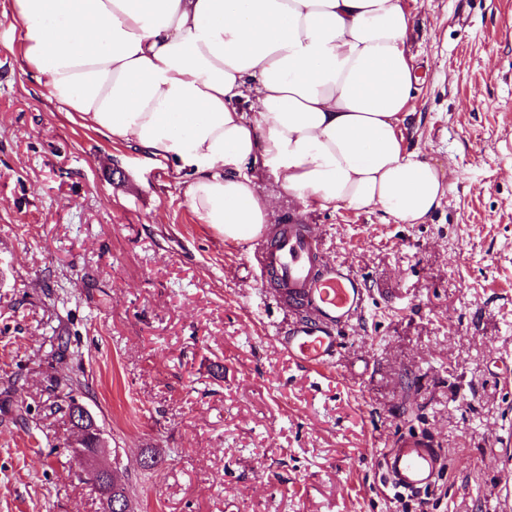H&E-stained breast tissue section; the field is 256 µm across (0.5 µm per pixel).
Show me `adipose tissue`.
<instances>
[{
    "mask_svg": "<svg viewBox=\"0 0 512 512\" xmlns=\"http://www.w3.org/2000/svg\"><path fill=\"white\" fill-rule=\"evenodd\" d=\"M59 111L167 162L190 209L246 244L274 221L247 165L320 208L423 224L448 191L403 144L406 0H0Z\"/></svg>",
    "mask_w": 512,
    "mask_h": 512,
    "instance_id": "ef3b65f1",
    "label": "adipose tissue"
}]
</instances>
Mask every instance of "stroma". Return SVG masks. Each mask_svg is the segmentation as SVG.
Returning a JSON list of instances; mask_svg holds the SVG:
<instances>
[{"instance_id":"1","label":"stroma","mask_w":512,"mask_h":512,"mask_svg":"<svg viewBox=\"0 0 512 512\" xmlns=\"http://www.w3.org/2000/svg\"><path fill=\"white\" fill-rule=\"evenodd\" d=\"M406 2L402 135L448 182L431 219L307 206L258 174L277 223L365 288L322 370L277 341L296 313L259 241H225L163 163L58 111L0 15V512H100L68 382L133 512H512V0ZM406 436L446 458L423 508L380 466ZM80 406L73 409V421L79 426L80 431L76 439L69 442L68 448L84 471L112 485L115 470L120 463L119 456L114 451L112 461V450L104 437V431L96 425L90 412L84 406ZM90 438L94 440L96 448H86Z\"/></svg>"}]
</instances>
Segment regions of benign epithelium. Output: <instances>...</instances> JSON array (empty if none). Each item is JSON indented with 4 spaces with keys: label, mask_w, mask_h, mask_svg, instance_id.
Segmentation results:
<instances>
[{
    "label": "benign epithelium",
    "mask_w": 512,
    "mask_h": 512,
    "mask_svg": "<svg viewBox=\"0 0 512 512\" xmlns=\"http://www.w3.org/2000/svg\"><path fill=\"white\" fill-rule=\"evenodd\" d=\"M73 421L80 428L76 439L68 448L81 468L101 479L112 483L119 456L112 455L104 431L95 423L90 412L83 406L73 409Z\"/></svg>",
    "instance_id": "benign-epithelium-1"
}]
</instances>
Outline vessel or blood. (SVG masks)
Returning a JSON list of instances; mask_svg holds the SVG:
<instances>
[{
    "instance_id": "vessel-or-blood-1",
    "label": "vessel or blood",
    "mask_w": 512,
    "mask_h": 512,
    "mask_svg": "<svg viewBox=\"0 0 512 512\" xmlns=\"http://www.w3.org/2000/svg\"><path fill=\"white\" fill-rule=\"evenodd\" d=\"M257 262L275 296L303 316L288 324L278 338L295 362L322 369L338 353V330L361 311L365 290L355 276L321 264L318 246L302 223L282 225L263 244ZM444 466L432 441L401 439L383 455L385 476L408 492L430 488Z\"/></svg>"
}]
</instances>
